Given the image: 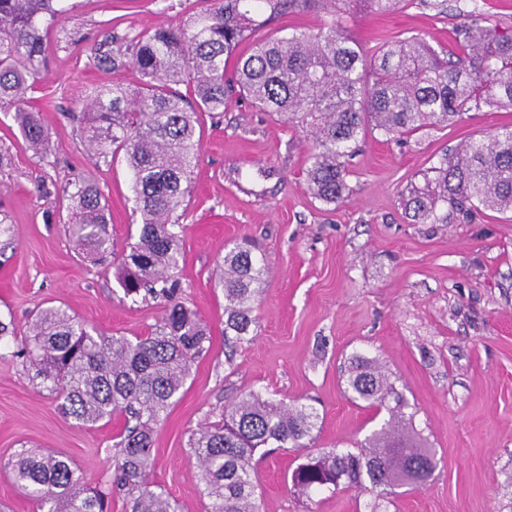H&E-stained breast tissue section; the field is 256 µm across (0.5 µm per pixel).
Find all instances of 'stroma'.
<instances>
[{
  "mask_svg": "<svg viewBox=\"0 0 512 512\" xmlns=\"http://www.w3.org/2000/svg\"><path fill=\"white\" fill-rule=\"evenodd\" d=\"M204 0H62L48 32L46 63L33 100L47 105L46 154L28 151L9 116L0 114V148L13 156L0 171V319L15 337L0 342V460L23 448L66 454L94 488L112 474L106 452L125 419L86 426L62 414L54 394L18 356L33 312L69 310L107 334L134 338L155 329L156 300L131 301L117 281L123 253L138 240L131 177L123 159L106 164L84 144L71 115L89 86L133 87L131 61L117 69L88 64L94 48L126 47L137 33L179 26ZM349 35L363 45L416 35L453 44L472 20L512 27V0H404L378 14L350 4ZM332 20L329 6L269 17L240 52L270 36L315 33ZM512 124V110L467 112L446 127L401 141L376 133L349 160L344 200L323 205L306 187L309 139L249 100L223 114H200V161L177 215L182 296L206 323L211 342L154 433L150 480L176 512H205L189 438L221 421L225 407L255 391L314 408L307 448H278L257 462L260 512H512V212L482 209L440 224H414L403 195L444 154ZM94 182L110 212L112 255H79L67 232L63 186ZM253 239L267 268L252 340L224 345V294L217 265L242 238ZM382 367L405 403L412 428L437 453L433 477L378 500L353 488L306 495L291 473L307 452L355 448L380 429L387 411L363 407L347 391L353 359Z\"/></svg>",
  "mask_w": 512,
  "mask_h": 512,
  "instance_id": "stroma-1",
  "label": "stroma"
}]
</instances>
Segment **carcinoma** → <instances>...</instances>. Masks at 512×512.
I'll return each instance as SVG.
<instances>
[{
	"label": "carcinoma",
	"instance_id": "cac0c4a2",
	"mask_svg": "<svg viewBox=\"0 0 512 512\" xmlns=\"http://www.w3.org/2000/svg\"><path fill=\"white\" fill-rule=\"evenodd\" d=\"M362 4L387 12L402 0H208L205 9L178 27L158 26L131 39L132 64L142 83L119 82L86 92L83 112L71 115L98 158L123 155L132 176L138 241L122 258L119 283L133 299L163 301L155 330L134 339L98 331L68 309L47 306L29 321L21 355L38 366L63 413L93 425L127 417L118 453L112 457L109 488H87L70 459L59 452L23 449L3 467L39 512H112V492L133 503L132 512H174L165 492L149 482L154 431L173 404L194 361L208 352L210 332L182 300L176 270L183 257V226L174 218L191 189L199 161V114L224 111L234 94L260 110L310 133L307 189L325 205L349 192L348 159L367 133L390 139L434 126L446 127L472 107L512 109V28L471 24L447 50L415 36L370 48L347 35L346 15L333 9L330 26L272 36L246 55L238 47L259 24L264 10L294 12L316 3ZM57 0H0V112L12 113L29 149L49 150L42 109L32 105L33 78L43 63L47 30L59 13ZM122 50L93 49L89 64L115 68ZM234 62V80L225 69ZM192 89L187 100L179 90ZM434 177L411 186L405 210L416 224L464 217L472 210L512 212V126L471 141L432 167ZM68 232L81 254L99 259L112 253L106 200L95 184L67 183ZM266 270L245 243L231 248L218 265L214 287L224 292V339L252 336L254 305ZM353 399L376 410L392 393L384 374L360 361L348 380ZM317 413L304 406L244 393L222 421L190 439L210 500L207 512H258L255 455L272 444L305 448ZM403 412L366 439L358 452L332 448L306 457L291 474L304 494L332 485L374 492L426 483L437 462L419 436L403 430Z\"/></svg>",
	"mask_w": 512,
	"mask_h": 512
}]
</instances>
